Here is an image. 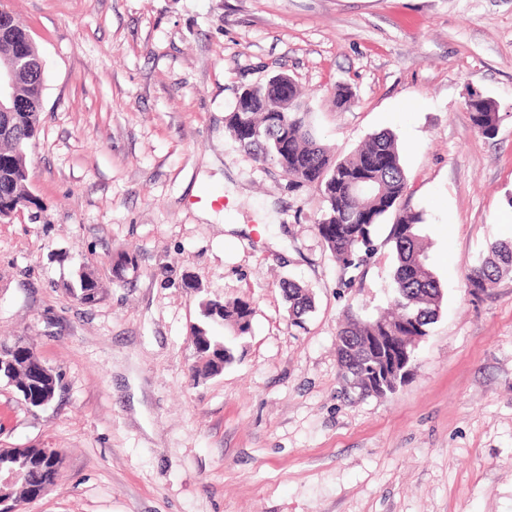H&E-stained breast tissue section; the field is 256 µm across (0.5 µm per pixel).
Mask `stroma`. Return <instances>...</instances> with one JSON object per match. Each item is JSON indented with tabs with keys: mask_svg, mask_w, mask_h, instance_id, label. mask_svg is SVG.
I'll list each match as a JSON object with an SVG mask.
<instances>
[{
	"mask_svg": "<svg viewBox=\"0 0 512 512\" xmlns=\"http://www.w3.org/2000/svg\"><path fill=\"white\" fill-rule=\"evenodd\" d=\"M45 63L27 149L37 212L0 222V342L62 375L33 408L0 383V447L64 449L23 512H512V276L465 275L512 243V0H0ZM282 71L320 144L395 134L444 298L410 378L345 392L347 313L389 309L388 225L343 268L292 188L224 127L241 86ZM350 96L337 104L336 89ZM491 98L488 138L467 101ZM136 257L115 281L112 257ZM83 271L98 300L65 291ZM308 286L293 326L279 286ZM255 314L198 379L205 299Z\"/></svg>",
	"mask_w": 512,
	"mask_h": 512,
	"instance_id": "stroma-1",
	"label": "stroma"
}]
</instances>
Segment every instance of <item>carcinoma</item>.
I'll return each mask as SVG.
<instances>
[{
  "label": "carcinoma",
  "instance_id": "1",
  "mask_svg": "<svg viewBox=\"0 0 512 512\" xmlns=\"http://www.w3.org/2000/svg\"><path fill=\"white\" fill-rule=\"evenodd\" d=\"M0 54L23 56L34 61L31 71L19 84L21 105L13 114L14 137L0 140V205L24 203V208L39 209L41 203L28 191L26 149L41 132L43 70L42 58L30 35L29 27L13 14L0 24ZM293 112H274L275 101L266 92V83H258L236 101L225 115V129L241 149L262 164L279 168L293 186L310 185L317 189L323 209L315 225L327 250L337 262L355 269L374 251L376 226L393 216L388 241L393 244L396 262L393 273L394 315H379L366 320L352 314L337 333L336 355L345 373H367L369 361L362 348L364 336H425L438 317L442 291L429 267L423 219L405 208L408 179L396 138L389 132L371 135L351 154L339 158L320 145L308 120V110L300 107L297 85L288 88ZM473 125L486 137L497 134L500 115L494 101L473 97L468 105ZM491 256L473 266L466 274V285L474 295L493 287L504 275L512 274V244L496 243ZM280 288L288 302L294 325L301 327L313 308L310 290L285 279ZM75 299L100 294L101 289L87 274L79 275L68 289ZM205 321L193 327L194 347L201 365L192 368L194 376L220 373L209 354L224 347V362L233 355L224 337L212 333L209 323L232 326L235 333L249 332L254 308L244 299L207 301ZM12 362L0 365V382L14 387L29 406L49 405L61 387L57 371H41L32 376L30 365L40 358L25 342L0 344V356ZM0 472L12 473L15 480L0 483V512H20L21 506L43 496L56 483L60 467L55 449L12 448L0 451Z\"/></svg>",
  "mask_w": 512,
  "mask_h": 512
}]
</instances>
